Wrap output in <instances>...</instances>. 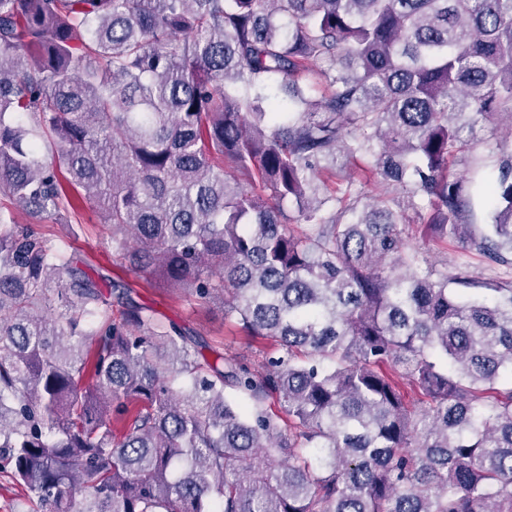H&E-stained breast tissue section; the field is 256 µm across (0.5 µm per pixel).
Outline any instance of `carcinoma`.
<instances>
[{"label": "carcinoma", "mask_w": 512, "mask_h": 512, "mask_svg": "<svg viewBox=\"0 0 512 512\" xmlns=\"http://www.w3.org/2000/svg\"><path fill=\"white\" fill-rule=\"evenodd\" d=\"M503 115L512 0H0V200L87 205L277 346L226 357L0 210V474L37 512H512V279L400 230L512 270V152L478 232L453 169ZM416 221L410 220L402 226V237L411 249L419 252L420 258L427 259L439 268L448 266V273L454 272L456 262L464 253L458 241H439L423 236L417 229ZM464 258L468 263V269L472 277L479 280L489 279H510L511 275L505 272V269L495 265H490L487 260L477 251L466 252Z\"/></svg>", "instance_id": "obj_1"}]
</instances>
